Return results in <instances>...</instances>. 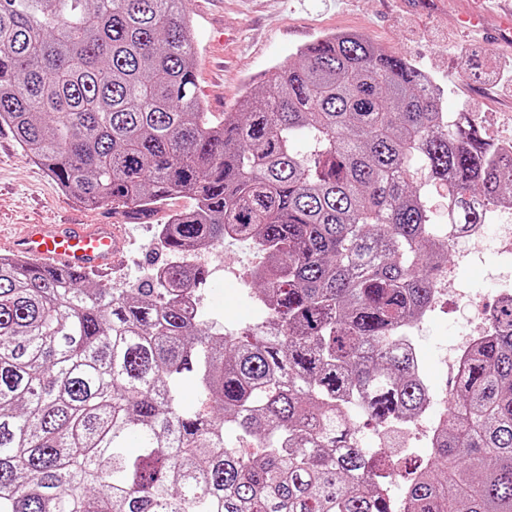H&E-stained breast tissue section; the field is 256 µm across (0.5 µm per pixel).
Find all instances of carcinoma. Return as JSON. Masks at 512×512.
<instances>
[{"label":"carcinoma","mask_w":512,"mask_h":512,"mask_svg":"<svg viewBox=\"0 0 512 512\" xmlns=\"http://www.w3.org/2000/svg\"><path fill=\"white\" fill-rule=\"evenodd\" d=\"M186 2L0 0V127L26 155L88 205L195 200L158 226L171 261L143 284L0 256V512H394L388 456L355 446L346 399L381 427L422 411L407 330L456 236L512 197V167L355 33L300 48L214 118ZM226 239L267 269L265 318L235 334L182 304L209 270L180 254ZM493 318L403 512H512V298ZM188 380L205 408L181 404Z\"/></svg>","instance_id":"1"}]
</instances>
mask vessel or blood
Segmentation results:
<instances>
[{
    "instance_id": "vessel-or-blood-1",
    "label": "vessel or blood",
    "mask_w": 512,
    "mask_h": 512,
    "mask_svg": "<svg viewBox=\"0 0 512 512\" xmlns=\"http://www.w3.org/2000/svg\"><path fill=\"white\" fill-rule=\"evenodd\" d=\"M12 250L50 269L106 273L120 258L122 240L110 224H29Z\"/></svg>"
}]
</instances>
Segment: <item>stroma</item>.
Instances as JSON below:
<instances>
[{
  "instance_id": "1",
  "label": "stroma",
  "mask_w": 512,
  "mask_h": 512,
  "mask_svg": "<svg viewBox=\"0 0 512 512\" xmlns=\"http://www.w3.org/2000/svg\"><path fill=\"white\" fill-rule=\"evenodd\" d=\"M440 2L424 12L411 0H204L200 10L190 13L198 48L197 94L205 111L233 115L246 89L261 88L266 73L294 60L305 44L331 32L360 33L432 75L443 92L444 111L479 112L491 139L512 133V94L500 93L492 81L502 56L512 53L505 44L512 37V15L500 0ZM460 42L469 53L485 57L483 73L463 69L456 50ZM191 205L188 196H177L136 219L109 206H86L26 157L10 130L0 129V255L9 254L12 237L25 224H112L125 241L110 275L111 284L120 286L165 262V253L152 244L157 226ZM224 255L233 270L209 275L199 306L206 322L236 332L253 324L259 313L250 280L242 275L258 256L248 243L232 240L225 241ZM503 273L494 257L483 253L460 269L458 285L480 294L489 306ZM462 330L448 296L414 325L430 392L453 389V344Z\"/></svg>"
}]
</instances>
